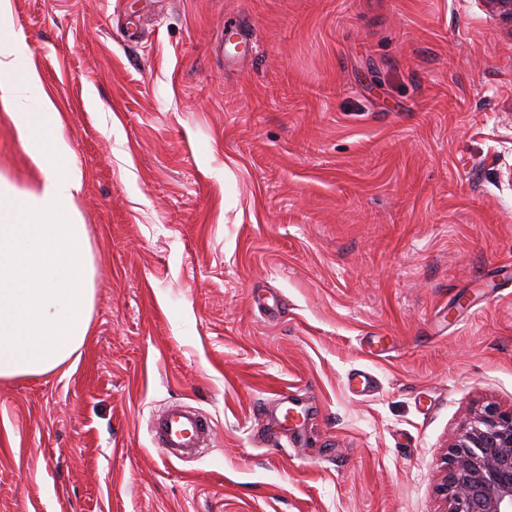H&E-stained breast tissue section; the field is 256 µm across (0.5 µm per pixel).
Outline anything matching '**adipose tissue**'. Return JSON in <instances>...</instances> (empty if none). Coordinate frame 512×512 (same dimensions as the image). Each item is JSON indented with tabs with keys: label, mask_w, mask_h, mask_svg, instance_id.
<instances>
[{
	"label": "adipose tissue",
	"mask_w": 512,
	"mask_h": 512,
	"mask_svg": "<svg viewBox=\"0 0 512 512\" xmlns=\"http://www.w3.org/2000/svg\"><path fill=\"white\" fill-rule=\"evenodd\" d=\"M24 51L0 40V105L43 175L37 191L0 188V379L66 372L80 360L93 304L90 244L76 198L83 170L54 101Z\"/></svg>",
	"instance_id": "1"
}]
</instances>
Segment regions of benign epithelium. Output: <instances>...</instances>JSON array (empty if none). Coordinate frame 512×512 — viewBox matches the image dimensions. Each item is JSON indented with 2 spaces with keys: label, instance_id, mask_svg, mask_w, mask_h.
<instances>
[{
  "label": "benign epithelium",
  "instance_id": "obj_1",
  "mask_svg": "<svg viewBox=\"0 0 512 512\" xmlns=\"http://www.w3.org/2000/svg\"><path fill=\"white\" fill-rule=\"evenodd\" d=\"M512 28V0H481ZM439 493L443 512H512V406L470 411L454 435Z\"/></svg>",
  "mask_w": 512,
  "mask_h": 512
}]
</instances>
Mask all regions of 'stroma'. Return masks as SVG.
<instances>
[{
	"instance_id": "35a3bbf8",
	"label": "stroma",
	"mask_w": 512,
	"mask_h": 512,
	"mask_svg": "<svg viewBox=\"0 0 512 512\" xmlns=\"http://www.w3.org/2000/svg\"><path fill=\"white\" fill-rule=\"evenodd\" d=\"M12 3L93 305L72 372L0 380V512H441L468 412L512 405V31L481 0ZM0 178L42 181L1 106ZM174 402L212 422L184 462ZM211 431L210 419L183 403L167 405L150 421L152 441L169 460L182 461L202 454Z\"/></svg>"
}]
</instances>
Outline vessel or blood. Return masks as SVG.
I'll return each mask as SVG.
<instances>
[{
	"mask_svg": "<svg viewBox=\"0 0 512 512\" xmlns=\"http://www.w3.org/2000/svg\"><path fill=\"white\" fill-rule=\"evenodd\" d=\"M212 431L210 419L197 409L172 403L153 414L150 432L154 445L171 460H183L202 454Z\"/></svg>",
	"mask_w": 512,
	"mask_h": 512,
	"instance_id": "vessel-or-blood-1",
	"label": "vessel or blood"
}]
</instances>
